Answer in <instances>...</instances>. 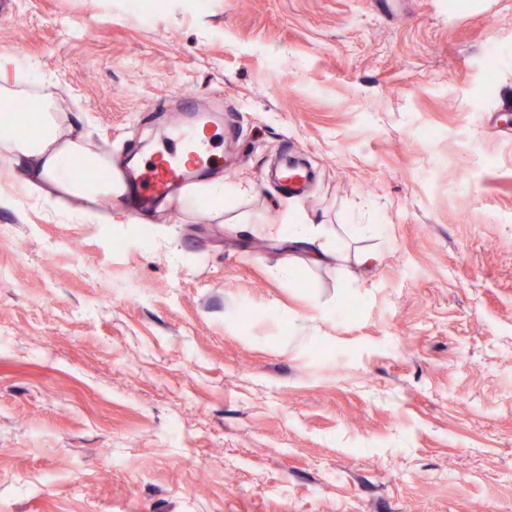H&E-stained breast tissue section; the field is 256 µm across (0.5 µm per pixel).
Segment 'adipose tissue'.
I'll return each instance as SVG.
<instances>
[{"instance_id":"obj_1","label":"adipose tissue","mask_w":512,"mask_h":512,"mask_svg":"<svg viewBox=\"0 0 512 512\" xmlns=\"http://www.w3.org/2000/svg\"><path fill=\"white\" fill-rule=\"evenodd\" d=\"M34 101L42 112L40 123L22 138L1 135L0 158L20 172L26 196L49 207L56 216L82 224L108 223V216L95 210L94 204L101 198L121 197L120 180L81 179L71 161L79 157L87 165L108 168L111 159L97 153L66 125L49 95L35 96ZM281 237L289 253H302L313 264H327L338 256L336 233L329 225L301 220L289 224Z\"/></svg>"}]
</instances>
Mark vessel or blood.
I'll return each instance as SVG.
<instances>
[{
	"label": "vessel or blood",
	"mask_w": 512,
	"mask_h": 512,
	"mask_svg": "<svg viewBox=\"0 0 512 512\" xmlns=\"http://www.w3.org/2000/svg\"><path fill=\"white\" fill-rule=\"evenodd\" d=\"M182 101L185 110L193 113L194 121L186 127L172 126L167 132L168 142L180 150L178 157L160 152L153 157L150 166L123 171L126 193L138 203L149 204L168 198L213 156L212 127L204 107L188 95L183 96ZM274 179L296 196L307 183L309 173L289 160L275 169Z\"/></svg>",
	"instance_id": "vessel-or-blood-1"
}]
</instances>
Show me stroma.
Returning a JSON list of instances; mask_svg holds the SVG:
<instances>
[{
    "instance_id": "1",
    "label": "stroma",
    "mask_w": 512,
    "mask_h": 512,
    "mask_svg": "<svg viewBox=\"0 0 512 512\" xmlns=\"http://www.w3.org/2000/svg\"><path fill=\"white\" fill-rule=\"evenodd\" d=\"M160 2L0 11L8 80L113 164L178 91L232 138L138 219L0 206V512H512V6ZM294 160L286 161L274 170V179L282 187L288 189L293 196L300 195V192L309 179L306 169L295 166ZM280 235L289 253H302L315 265L328 264L338 258L336 233L327 224L291 222Z\"/></svg>"
}]
</instances>
